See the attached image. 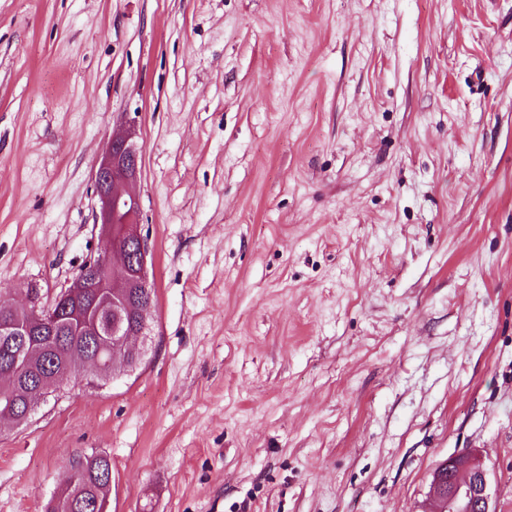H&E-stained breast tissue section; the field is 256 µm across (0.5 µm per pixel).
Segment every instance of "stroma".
Wrapping results in <instances>:
<instances>
[{
    "mask_svg": "<svg viewBox=\"0 0 512 512\" xmlns=\"http://www.w3.org/2000/svg\"><path fill=\"white\" fill-rule=\"evenodd\" d=\"M135 125L136 370L0 432V512L106 454L112 512H512V0H0V299L104 244ZM429 497L434 503L432 512H496L487 470L479 456L469 450L457 453L433 471Z\"/></svg>",
    "mask_w": 512,
    "mask_h": 512,
    "instance_id": "1",
    "label": "stroma"
}]
</instances>
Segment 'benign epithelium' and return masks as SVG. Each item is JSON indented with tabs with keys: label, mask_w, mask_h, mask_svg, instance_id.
Wrapping results in <instances>:
<instances>
[{
	"label": "benign epithelium",
	"mask_w": 512,
	"mask_h": 512,
	"mask_svg": "<svg viewBox=\"0 0 512 512\" xmlns=\"http://www.w3.org/2000/svg\"><path fill=\"white\" fill-rule=\"evenodd\" d=\"M136 129L128 126L125 131L112 136L94 171L95 195L98 209L95 211L94 229L105 241L119 235L128 253L129 273L125 280L115 282L110 274V252L100 250L91 255L87 266L100 268L105 277L88 283L79 280L71 288H98L109 292L114 288H129L133 285L148 287L147 265L149 249L146 238L140 231V199L134 190L141 172V156L136 144ZM27 308L43 324L50 326L56 320L55 302L46 303L30 293L25 298ZM129 336L121 333L116 321L101 330L98 342L112 349V355H142V340L134 347H127ZM429 497L434 503L433 512H496L492 501L488 473L479 456L469 450L462 451L445 462L432 473Z\"/></svg>",
	"instance_id": "1"
}]
</instances>
